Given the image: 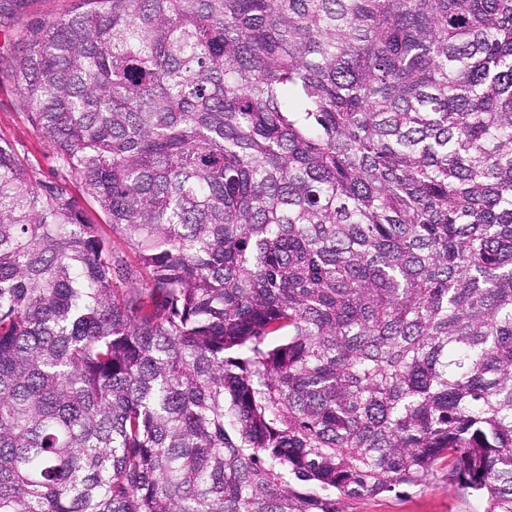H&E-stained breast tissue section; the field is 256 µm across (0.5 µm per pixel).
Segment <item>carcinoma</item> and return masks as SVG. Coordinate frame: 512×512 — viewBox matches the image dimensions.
Returning a JSON list of instances; mask_svg holds the SVG:
<instances>
[{
  "label": "carcinoma",
  "instance_id": "obj_1",
  "mask_svg": "<svg viewBox=\"0 0 512 512\" xmlns=\"http://www.w3.org/2000/svg\"><path fill=\"white\" fill-rule=\"evenodd\" d=\"M13 79L81 194L0 138V512H512V0H72ZM344 512H483L481 498L459 488L441 467L424 483L373 498L346 499Z\"/></svg>",
  "mask_w": 512,
  "mask_h": 512
}]
</instances>
